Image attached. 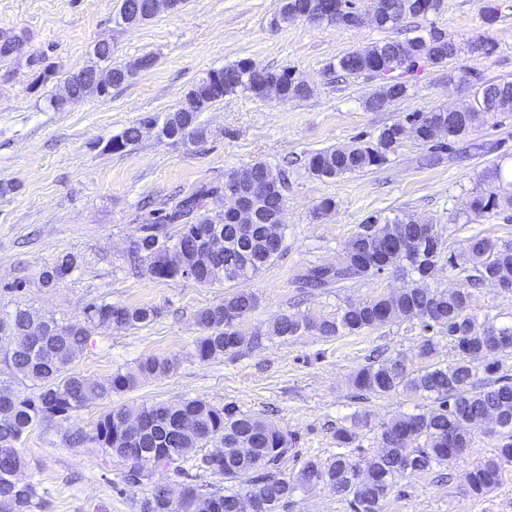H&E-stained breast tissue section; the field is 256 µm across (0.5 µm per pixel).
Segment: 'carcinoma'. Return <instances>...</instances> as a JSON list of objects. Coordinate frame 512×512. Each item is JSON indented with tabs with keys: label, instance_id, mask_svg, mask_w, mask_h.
<instances>
[{
	"label": "carcinoma",
	"instance_id": "cac0c4a2",
	"mask_svg": "<svg viewBox=\"0 0 512 512\" xmlns=\"http://www.w3.org/2000/svg\"><path fill=\"white\" fill-rule=\"evenodd\" d=\"M130 6L135 22L146 21L154 14L147 0H122ZM307 0H282L274 14L279 26L303 20ZM378 19L374 26L395 29L407 19L436 13L441 0H374ZM437 37L427 36L387 39L364 49L348 52L330 66L348 76L374 75L379 70L391 71L394 63L407 64L410 73L423 65L440 66L457 55V45L444 41L433 53L420 54L424 44ZM253 61L240 60L210 71L186 93L183 103L165 117L146 116L112 137L109 148L121 151L137 143L146 124L160 126V135L181 137L189 134L204 138L198 123L200 113L225 96L243 93L264 100L262 85L251 78ZM127 68L112 65V48L92 52L90 64L70 76L90 74L104 85V94L126 82ZM267 76L282 85L285 96L305 98L311 89L293 83L288 69L266 70ZM474 87V105L463 115L452 118L449 113L432 109L414 112L409 121L415 127L411 137L431 149L443 150L457 140L486 124L501 112H512V82L488 83L482 75L468 71L460 76L448 74ZM408 92L406 82L396 79L379 92L367 97L364 107L370 111L389 106ZM448 125L445 141L430 139L425 116ZM399 124L384 127L376 140L365 143L353 140L345 146L329 147L311 153L308 170L320 179H335L379 166L395 153L401 142L395 138ZM247 191L232 179L218 186L202 187L190 195L177 198L173 204L146 220L144 235L133 244L135 257L147 262L148 273L161 280L181 278L180 271L194 261L198 241L212 227L224 234V254L195 277L201 285L216 282L248 280L283 251L284 233L272 239L267 225L254 224L250 231L233 223L221 212L208 208V202L226 192ZM512 210V195L500 198L491 192L477 194L468 202L472 214ZM178 224L180 231L168 236L167 225ZM441 246L434 227L426 228L404 214L393 218L379 214L367 216L345 245L342 265L318 266L304 276L305 288H329L364 276L409 264L420 278L432 276ZM448 265L465 273V283L448 291L405 287L389 295L351 303L332 318L283 315L272 326L277 337H292L314 331L325 338L359 335L395 321H420L425 332L437 329L448 335L456 359L447 366L437 363L414 374L397 356L354 372L352 385L359 392L385 395L399 389L433 400L435 406L418 413L399 415L381 426L379 448L364 459L346 451L355 433L341 427L336 430V445L341 451L328 460L309 459L289 475L281 463L289 452L288 434L260 418L240 411L227 403L214 405L202 399H184L175 403L144 404L139 410L140 429L131 433L122 408L105 412L90 435H79L78 441L92 440L113 456L126 462V479L138 483L145 471L168 467L187 458L178 448H205L220 442L228 451L222 459L207 455L196 467L224 480L239 481L236 488L222 493L205 485L189 484L181 497L174 499L162 485L144 501L142 512H238L241 498L248 497L263 505L261 512H279L299 489L320 486L348 501L351 512H382L384 502L397 488L398 480L407 473L429 472L441 465L464 457L472 440V423L488 418L489 433L501 436L494 457L476 464L466 475L469 492L481 495L494 489L501 480L502 463L512 461V378L494 381L480 377L474 363L483 362L484 373L492 376L499 368L498 357L512 353V325L479 323L470 312L473 289L494 280L512 282V245L499 246L478 234L466 239L460 254L448 257ZM76 259L64 255L41 274L50 284V272L71 275ZM258 306V296L249 289H238L221 302L196 313L200 330L194 342L195 356L207 362L224 354L241 351L235 323L246 318ZM153 307H132L120 303H90L83 318L74 322L49 320L48 333L28 345H13L10 337L26 335L30 325L38 321L31 311L16 308L0 316V362L14 378L28 381L38 389L34 397L10 390L11 408L0 413V512H34L37 491L31 480L16 482L17 472L26 467L18 445L33 424L42 420L68 422L95 400H109L114 394L134 389L143 379L165 376L175 368V360L148 356L134 367L118 369L110 377L95 382L68 366L85 345L90 328H135L157 317ZM246 446L251 456L242 458L234 449Z\"/></svg>",
	"mask_w": 512,
	"mask_h": 512
}]
</instances>
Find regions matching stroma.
<instances>
[{
    "label": "stroma",
    "instance_id": "obj_1",
    "mask_svg": "<svg viewBox=\"0 0 512 512\" xmlns=\"http://www.w3.org/2000/svg\"><path fill=\"white\" fill-rule=\"evenodd\" d=\"M281 0H186L178 12L161 13L134 26L116 23L121 0H0V31L24 36L21 54L0 57V311L27 309L62 322L82 319L92 302L158 309L149 324L129 329H93L68 370L101 381L148 356L175 359L172 373L146 380L111 401L91 402L68 423L34 424L22 444L25 479L37 486L35 512H141L156 485L181 492L186 478L175 469H153L140 483L125 479L126 465L92 443L71 444L75 430L91 432L109 407L137 411L143 404L200 398L235 404L287 433L291 450L282 468L298 471L310 458L337 452L336 431L367 414L356 428L353 455L366 457L378 446L381 424L393 416L429 408L428 400L406 393H358L355 370L376 355L401 356L411 372L424 369L419 355V321H396L355 336L317 333L263 340L255 348L200 362L194 341L195 316L235 291L232 283L200 285L160 280L146 262L132 263L134 240L149 211L164 208L171 195H189L204 184L224 182L234 170L261 161L284 174V250L246 280L259 297L240 325L245 335L266 330L284 314L335 316L347 303L390 293L415 278L409 266L358 278L308 294L296 280L316 266H336L362 220L377 213L407 214L432 224L443 255L432 290L461 283L447 256L460 252L474 234L512 243V218L490 213L466 219L472 193L491 188L512 193V181H488V169L512 163V112L494 117L461 138L439 160L428 147L405 139L381 166L330 180L312 175L306 159L314 151L375 141L387 125L415 112L464 108L473 101L467 85L449 72L475 70L488 81L512 82V0H443L439 13L406 20L398 29L336 27L296 22L268 26ZM438 28L460 45L442 67H424L408 79L405 98L387 109L367 110L364 99L383 81L342 76L331 68L353 50L398 37L426 35ZM484 40L485 52L468 44ZM112 44V63L132 64L150 54L155 66L103 97L55 109L51 96L63 80L85 66L95 40ZM249 59L272 70L289 69L311 93L285 102L256 101L244 94L225 97L198 118L203 139H167L143 133L124 151L108 141L147 115L177 109L194 83L213 69ZM54 73L36 83L40 64ZM331 199L330 211L320 203ZM77 267L71 276L45 286L41 273L63 255ZM478 322L512 324V291L484 284L474 292ZM353 426V425H352ZM497 437L472 431L464 459L445 466L444 476L416 473L399 480L383 512H512V461L502 467L496 489L467 492L472 465L492 456Z\"/></svg>",
    "mask_w": 512,
    "mask_h": 512
}]
</instances>
